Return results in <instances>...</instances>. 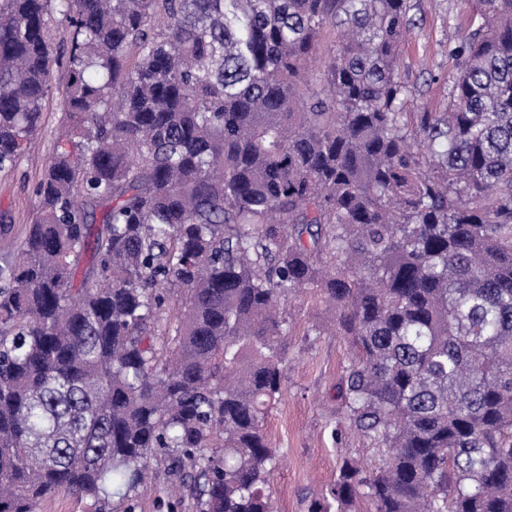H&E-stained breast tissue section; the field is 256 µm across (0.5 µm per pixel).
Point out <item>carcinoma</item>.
<instances>
[{
    "mask_svg": "<svg viewBox=\"0 0 512 512\" xmlns=\"http://www.w3.org/2000/svg\"><path fill=\"white\" fill-rule=\"evenodd\" d=\"M472 4L446 111L410 112V0H0V171L71 30L0 265V512H134L153 464L199 512H274L303 294L352 350L335 434L377 455L308 512H512V0ZM61 112V97L55 93L46 106L36 149L20 156L12 169L0 172V214L7 216L6 224L12 227L9 235L0 234V261L12 252L33 220L36 212L33 188L56 149L55 129ZM39 512H93V509L89 500L61 495L43 503Z\"/></svg>",
    "mask_w": 512,
    "mask_h": 512,
    "instance_id": "cac0c4a2",
    "label": "carcinoma"
}]
</instances>
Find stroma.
<instances>
[{"mask_svg":"<svg viewBox=\"0 0 512 512\" xmlns=\"http://www.w3.org/2000/svg\"><path fill=\"white\" fill-rule=\"evenodd\" d=\"M412 18L400 75L414 90L410 109L442 112L448 104V78L456 70L450 50L467 26L470 0H411ZM61 98L53 96L44 113L38 145L23 154L12 169L0 172V213L12 231L0 235V260L6 258L26 232L36 212L33 188L57 146L55 129ZM329 312L320 297L307 295L291 303L293 333L283 349L285 381L282 396L265 420L264 432L279 454L270 485L278 512H308L336 477L343 457L371 458L360 438L338 442L334 429L340 403L336 388L352 357L346 338L311 335Z\"/></svg>","mask_w":512,"mask_h":512,"instance_id":"1","label":"stroma"}]
</instances>
